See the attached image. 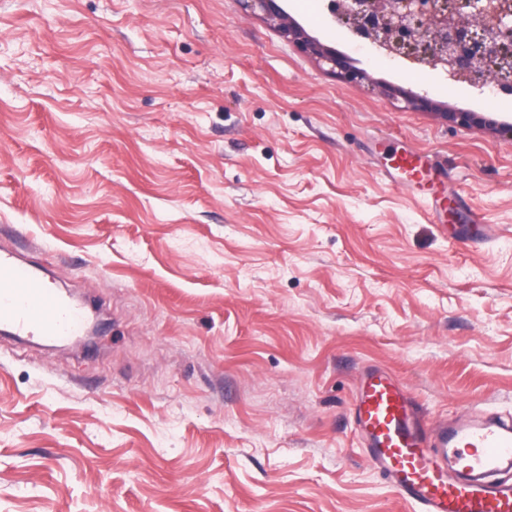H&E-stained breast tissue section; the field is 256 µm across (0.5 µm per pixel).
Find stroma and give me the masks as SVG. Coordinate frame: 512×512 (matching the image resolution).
Wrapping results in <instances>:
<instances>
[{
    "label": "stroma",
    "instance_id": "stroma-1",
    "mask_svg": "<svg viewBox=\"0 0 512 512\" xmlns=\"http://www.w3.org/2000/svg\"><path fill=\"white\" fill-rule=\"evenodd\" d=\"M343 84L240 0H0V249L103 306L80 350L0 335V512H415L349 409L512 413V140L387 96H484L361 47ZM433 154L490 229L387 185ZM390 164L385 167L384 176L389 184L417 192L418 185L436 182L443 185L442 171L430 160L429 154L407 145L392 148L388 157Z\"/></svg>",
    "mask_w": 512,
    "mask_h": 512
}]
</instances>
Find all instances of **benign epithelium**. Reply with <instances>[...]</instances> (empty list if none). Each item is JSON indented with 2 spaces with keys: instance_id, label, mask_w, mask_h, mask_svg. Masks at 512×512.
Wrapping results in <instances>:
<instances>
[{
  "instance_id": "1",
  "label": "benign epithelium",
  "mask_w": 512,
  "mask_h": 512,
  "mask_svg": "<svg viewBox=\"0 0 512 512\" xmlns=\"http://www.w3.org/2000/svg\"><path fill=\"white\" fill-rule=\"evenodd\" d=\"M245 7L260 11L278 23L297 48L330 65L329 72L341 82L359 83L366 71L350 58L309 36L279 5L280 0H242ZM329 15L346 25L357 40L382 55L428 64L451 81L486 87L484 60L512 42V3L501 0L487 18L484 0H325ZM388 97L402 100L414 110L439 112L460 127H477L498 137L512 139V122L493 113L440 107L425 94L400 86L386 87Z\"/></svg>"
}]
</instances>
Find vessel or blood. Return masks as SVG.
Masks as SVG:
<instances>
[{"label":"vessel or blood","instance_id":"vessel-or-blood-1","mask_svg":"<svg viewBox=\"0 0 512 512\" xmlns=\"http://www.w3.org/2000/svg\"><path fill=\"white\" fill-rule=\"evenodd\" d=\"M384 171L389 184L417 191L440 182L442 172L427 153L406 146L391 149ZM437 223L456 216L480 223L478 213L456 200L447 207L429 196ZM14 331L51 343L89 332L81 308L23 258L0 251V332ZM352 422L372 468L395 493L419 512H512V482L500 479L512 468V418L498 412H461L427 425L412 392L384 368L360 375L351 408Z\"/></svg>","mask_w":512,"mask_h":512}]
</instances>
